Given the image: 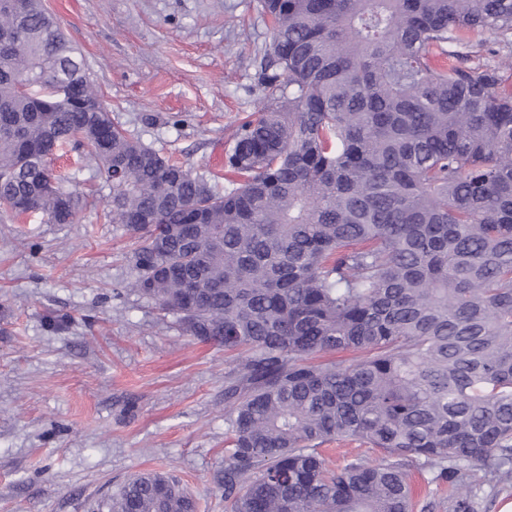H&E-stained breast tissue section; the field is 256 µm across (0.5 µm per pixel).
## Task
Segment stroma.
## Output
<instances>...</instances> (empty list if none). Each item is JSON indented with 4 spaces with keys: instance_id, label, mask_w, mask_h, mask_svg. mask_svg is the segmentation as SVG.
I'll use <instances>...</instances> for the list:
<instances>
[{
    "instance_id": "stroma-1",
    "label": "stroma",
    "mask_w": 512,
    "mask_h": 512,
    "mask_svg": "<svg viewBox=\"0 0 512 512\" xmlns=\"http://www.w3.org/2000/svg\"><path fill=\"white\" fill-rule=\"evenodd\" d=\"M113 122L162 156L223 173L261 106L270 19L258 0H43ZM95 206L70 224L0 220V512H100L131 475L170 472L224 512L222 347L182 335L129 291L133 235L111 185L65 148Z\"/></svg>"
}]
</instances>
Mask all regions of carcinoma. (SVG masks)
I'll list each match as a JSON object with an SVG mask.
<instances>
[{
	"label": "carcinoma",
	"instance_id": "obj_1",
	"mask_svg": "<svg viewBox=\"0 0 512 512\" xmlns=\"http://www.w3.org/2000/svg\"><path fill=\"white\" fill-rule=\"evenodd\" d=\"M14 2L0 213L70 224L91 205L48 139L101 165L135 237L127 288L232 356L224 512H429L417 461L452 486L448 512L512 483V85L466 41L512 36V0H260L263 104L222 190L115 125L42 0ZM342 441L380 456L332 470L323 446ZM104 508L197 503L147 472Z\"/></svg>",
	"mask_w": 512,
	"mask_h": 512
}]
</instances>
